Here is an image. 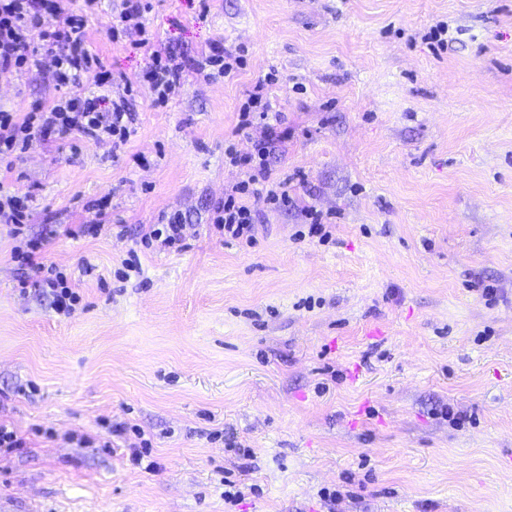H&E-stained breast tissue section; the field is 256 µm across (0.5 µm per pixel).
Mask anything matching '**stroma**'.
<instances>
[{"mask_svg": "<svg viewBox=\"0 0 512 512\" xmlns=\"http://www.w3.org/2000/svg\"><path fill=\"white\" fill-rule=\"evenodd\" d=\"M151 5L180 97L154 105L152 45L112 40L103 7L87 36L123 77L112 97L134 89L129 141L0 163L36 196L25 238L85 304L65 319L16 291L0 226V420L28 442L0 454V512H512V0ZM215 46L246 63L206 81L192 63ZM271 71L291 135L268 162L291 201L261 205L254 246L228 245L213 206L244 173L224 149L255 153L264 130L239 109ZM60 94L49 67L0 76L17 112ZM309 207L329 242L301 239ZM174 212L184 247L141 251L122 278L141 225ZM105 419L151 434L154 470L129 434L77 446ZM226 476L258 494L225 505Z\"/></svg>", "mask_w": 512, "mask_h": 512, "instance_id": "stroma-1", "label": "stroma"}]
</instances>
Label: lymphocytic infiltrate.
<instances>
[{
	"label": "lymphocytic infiltrate",
	"mask_w": 512,
	"mask_h": 512,
	"mask_svg": "<svg viewBox=\"0 0 512 512\" xmlns=\"http://www.w3.org/2000/svg\"><path fill=\"white\" fill-rule=\"evenodd\" d=\"M99 0H84L82 8L67 6L66 0H0V75L22 76L52 66L56 84L64 88L61 98L50 105H35L28 112H13L0 108V159L25 153L33 142H45L66 136L99 144H111L113 149L125 145L134 121L131 101L123 97L102 109V99L86 94L80 79L92 77L101 87L115 80L88 44V17L98 7ZM61 16V24L48 27L44 17ZM38 41H31V33ZM183 64L168 46H160L153 54L143 74V82L156 103L165 105L178 96L183 88ZM266 149L252 156L226 147L224 156L231 166L244 169L246 178L225 192L217 204L215 226L225 241L253 243L259 217L258 203L287 205L288 191L284 183L274 181L268 163V151L288 139L283 113L263 108ZM31 193H21L0 184V224L10 227L14 235H22L25 222L33 209ZM44 242L29 241L26 247H14L11 258L26 270L51 309L64 318L73 317L80 295L66 275L45 260Z\"/></svg>",
	"instance_id": "lymphocytic-infiltrate-1"
}]
</instances>
